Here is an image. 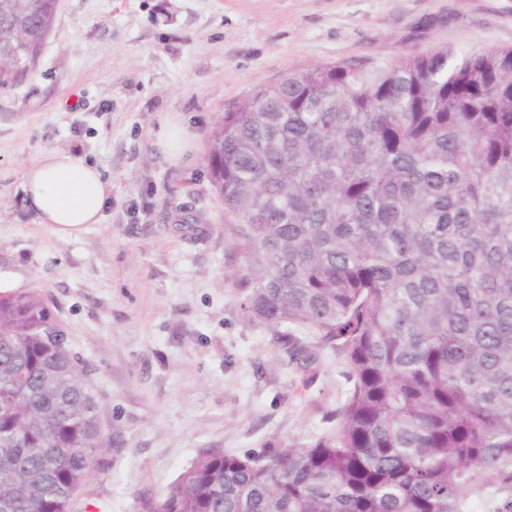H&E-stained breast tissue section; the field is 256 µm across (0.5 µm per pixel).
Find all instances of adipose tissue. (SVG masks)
Segmentation results:
<instances>
[{"instance_id": "1", "label": "adipose tissue", "mask_w": 512, "mask_h": 512, "mask_svg": "<svg viewBox=\"0 0 512 512\" xmlns=\"http://www.w3.org/2000/svg\"><path fill=\"white\" fill-rule=\"evenodd\" d=\"M24 191L41 223L63 239L100 223L108 194L101 172L67 150L43 154L24 171Z\"/></svg>"}]
</instances>
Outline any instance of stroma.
Instances as JSON below:
<instances>
[{"label": "stroma", "mask_w": 512, "mask_h": 512, "mask_svg": "<svg viewBox=\"0 0 512 512\" xmlns=\"http://www.w3.org/2000/svg\"><path fill=\"white\" fill-rule=\"evenodd\" d=\"M511 46L512 0H58L34 71L0 92V285L39 289L96 395L108 444L71 512H141L208 449L310 444L344 400L333 353L302 368L242 314L252 261L206 162L224 113L315 64ZM51 149L109 185L73 240L25 199Z\"/></svg>", "instance_id": "stroma-1"}]
</instances>
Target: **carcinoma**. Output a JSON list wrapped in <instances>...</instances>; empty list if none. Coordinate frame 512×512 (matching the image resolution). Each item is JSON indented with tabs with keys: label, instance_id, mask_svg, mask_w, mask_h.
Segmentation results:
<instances>
[{
	"label": "carcinoma",
	"instance_id": "cac0c4a2",
	"mask_svg": "<svg viewBox=\"0 0 512 512\" xmlns=\"http://www.w3.org/2000/svg\"><path fill=\"white\" fill-rule=\"evenodd\" d=\"M56 10L0 0V91ZM206 158L255 264L243 315L348 389L333 432L208 450L145 512H512V47L287 73ZM105 445L48 303L0 292V512H70Z\"/></svg>",
	"mask_w": 512,
	"mask_h": 512
}]
</instances>
